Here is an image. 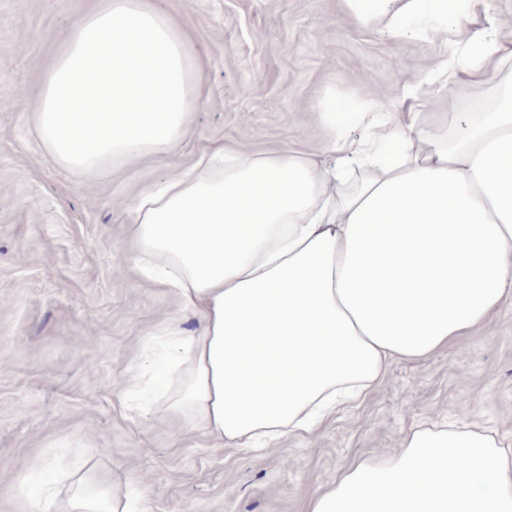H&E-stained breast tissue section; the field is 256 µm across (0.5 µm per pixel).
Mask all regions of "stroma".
Segmentation results:
<instances>
[{
  "label": "stroma",
  "instance_id": "35a3bbf8",
  "mask_svg": "<svg viewBox=\"0 0 512 512\" xmlns=\"http://www.w3.org/2000/svg\"><path fill=\"white\" fill-rule=\"evenodd\" d=\"M94 0H0V512H33L30 464L95 468L147 512H303L306 497L360 454L396 452L414 420L460 416L512 444V304L429 357L398 361L356 408L266 451L130 413L124 383L151 368L161 322L197 318L131 260L127 202L211 147H281L332 162L327 95L402 112V88L435 62L342 0H152L202 66L191 135L167 152L93 174L57 165L32 112L40 74Z\"/></svg>",
  "mask_w": 512,
  "mask_h": 512
}]
</instances>
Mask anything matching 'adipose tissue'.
<instances>
[{
  "label": "adipose tissue",
  "instance_id": "obj_1",
  "mask_svg": "<svg viewBox=\"0 0 512 512\" xmlns=\"http://www.w3.org/2000/svg\"><path fill=\"white\" fill-rule=\"evenodd\" d=\"M360 24L434 51L393 122L367 105V136L328 96L335 163L290 149L217 146L193 173L132 198L134 261L196 314L153 332L170 363L158 407L218 443L311 434L360 402L398 361L430 356L486 326L512 300V42L492 0H343ZM493 81L490 100L427 110L449 85ZM200 76L177 27L149 0H99L46 67L33 115L61 167L84 173L163 152L187 134ZM446 101V100H445ZM41 486L35 512H128L103 474ZM306 512H512V447L490 429L421 423L399 450L355 457Z\"/></svg>",
  "mask_w": 512,
  "mask_h": 512
}]
</instances>
